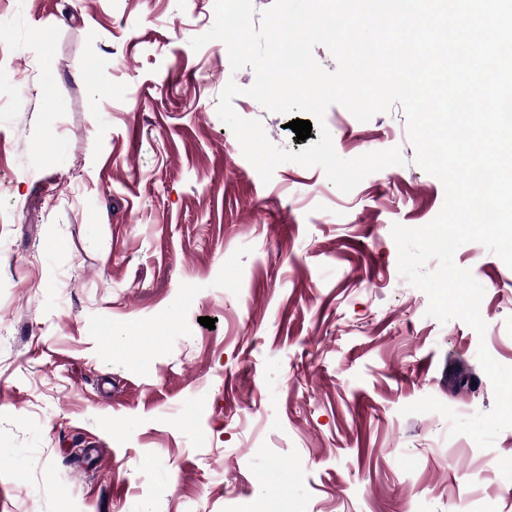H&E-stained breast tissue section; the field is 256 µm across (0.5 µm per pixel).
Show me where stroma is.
<instances>
[{"mask_svg": "<svg viewBox=\"0 0 512 512\" xmlns=\"http://www.w3.org/2000/svg\"><path fill=\"white\" fill-rule=\"evenodd\" d=\"M214 7L0 0V512H512V428L482 449L401 413L492 410L478 349L512 366V268L462 245L486 332L427 316L391 228L445 191L401 106L325 124L340 157L404 165L347 194L293 162L262 182L228 82L276 147L320 132L245 95L222 41L192 47Z\"/></svg>", "mask_w": 512, "mask_h": 512, "instance_id": "obj_1", "label": "stroma"}]
</instances>
